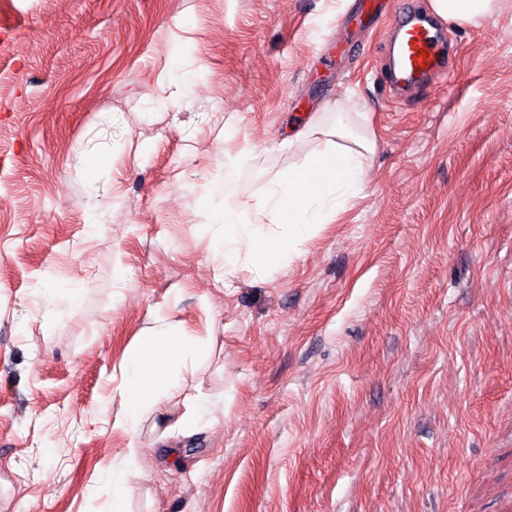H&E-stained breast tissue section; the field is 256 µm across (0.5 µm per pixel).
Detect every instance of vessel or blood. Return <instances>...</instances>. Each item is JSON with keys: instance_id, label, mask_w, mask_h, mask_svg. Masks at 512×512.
Returning a JSON list of instances; mask_svg holds the SVG:
<instances>
[{"instance_id": "b4317fda", "label": "vessel or blood", "mask_w": 512, "mask_h": 512, "mask_svg": "<svg viewBox=\"0 0 512 512\" xmlns=\"http://www.w3.org/2000/svg\"><path fill=\"white\" fill-rule=\"evenodd\" d=\"M389 66L393 90L404 94L435 80H447L444 47L412 0H405L389 20Z\"/></svg>"}]
</instances>
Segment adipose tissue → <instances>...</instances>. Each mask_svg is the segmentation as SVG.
<instances>
[{
    "mask_svg": "<svg viewBox=\"0 0 512 512\" xmlns=\"http://www.w3.org/2000/svg\"><path fill=\"white\" fill-rule=\"evenodd\" d=\"M437 14L453 22L479 24L512 11V0H432ZM353 113L318 115L294 139L310 144L303 157L275 175L254 202L225 207L213 217L212 260L232 275L239 268L264 274L299 255L320 226L334 223L365 190L367 137L350 139ZM208 346L171 331L146 336L120 364L119 401L113 427L135 434L142 417L162 408L183 371L195 368Z\"/></svg>",
    "mask_w": 512,
    "mask_h": 512,
    "instance_id": "obj_1",
    "label": "adipose tissue"
}]
</instances>
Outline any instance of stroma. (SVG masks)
<instances>
[{
    "label": "stroma",
    "mask_w": 512,
    "mask_h": 512,
    "mask_svg": "<svg viewBox=\"0 0 512 512\" xmlns=\"http://www.w3.org/2000/svg\"><path fill=\"white\" fill-rule=\"evenodd\" d=\"M393 5L0 0V512H502L512 497V19L435 17L451 79L392 101ZM352 100L365 196L265 277L218 278L214 206ZM247 148L237 194L216 178ZM81 298L57 316L33 289ZM209 341L167 416L113 428L146 328ZM217 423L170 425L195 391ZM140 455V448H136L132 442L129 448H124L121 453V467L112 469V477L108 481L112 486L113 512H129L131 491L128 486V476L137 470Z\"/></svg>",
    "instance_id": "obj_1"
}]
</instances>
